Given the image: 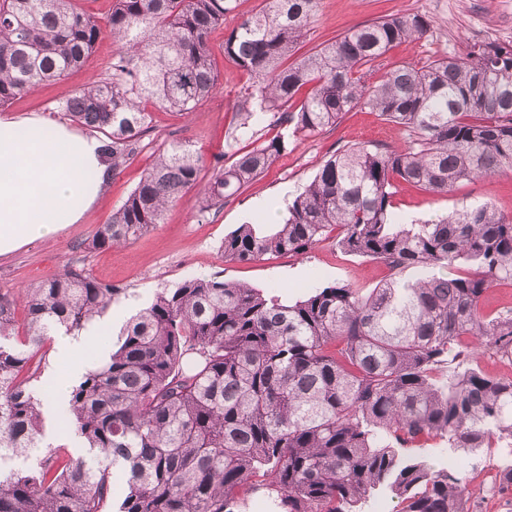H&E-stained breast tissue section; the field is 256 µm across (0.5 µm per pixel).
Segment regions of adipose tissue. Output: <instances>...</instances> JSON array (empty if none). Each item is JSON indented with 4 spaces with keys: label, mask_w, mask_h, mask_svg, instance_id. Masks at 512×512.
Segmentation results:
<instances>
[{
    "label": "adipose tissue",
    "mask_w": 512,
    "mask_h": 512,
    "mask_svg": "<svg viewBox=\"0 0 512 512\" xmlns=\"http://www.w3.org/2000/svg\"><path fill=\"white\" fill-rule=\"evenodd\" d=\"M98 137L29 113L0 117V256L82 223L112 178ZM109 342L96 326L59 340L71 363L52 379L48 396L64 400L87 370L89 353Z\"/></svg>",
    "instance_id": "obj_1"
}]
</instances>
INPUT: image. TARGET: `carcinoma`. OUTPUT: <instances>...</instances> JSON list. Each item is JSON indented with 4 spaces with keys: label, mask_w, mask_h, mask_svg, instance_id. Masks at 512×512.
<instances>
[{
    "label": "carcinoma",
    "mask_w": 512,
    "mask_h": 512,
    "mask_svg": "<svg viewBox=\"0 0 512 512\" xmlns=\"http://www.w3.org/2000/svg\"><path fill=\"white\" fill-rule=\"evenodd\" d=\"M231 2L112 0L101 20L76 0H0V106L81 68L112 36L120 48L108 77L54 111L106 132L115 173L140 149L148 105L185 115L216 91L209 36ZM264 2L224 38V56L251 80L242 125L286 124L308 137L360 107L409 142L333 154L288 201L282 223L226 235L224 259L304 255L330 241L383 264L388 278L366 293L333 284L291 303L217 277L159 289L66 396L62 429L91 464L43 446L30 386L49 337L79 334L121 289L67 269L0 295V461L45 448L25 472L0 466V512H243L258 494L277 512H361L380 490L399 499V512H471L466 477L412 449L429 439L465 453L512 446V376L469 364L479 347L512 361V309L483 310L493 283H512V216L487 203L420 224L393 212L400 182L446 195L512 171V45L474 43L371 82L390 48L426 36L427 15L354 27L287 65L319 0ZM284 147L277 134L214 165L199 213L223 207ZM202 166L188 145L158 150L84 248L128 244L162 223ZM115 469L126 475L117 500Z\"/></svg>",
    "instance_id": "1"
}]
</instances>
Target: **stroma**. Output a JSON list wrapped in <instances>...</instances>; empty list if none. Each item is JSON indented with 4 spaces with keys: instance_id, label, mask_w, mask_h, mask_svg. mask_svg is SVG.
Returning <instances> with one entry per match:
<instances>
[{
    "instance_id": "stroma-1",
    "label": "stroma",
    "mask_w": 512,
    "mask_h": 512,
    "mask_svg": "<svg viewBox=\"0 0 512 512\" xmlns=\"http://www.w3.org/2000/svg\"><path fill=\"white\" fill-rule=\"evenodd\" d=\"M400 12L426 14L433 28L422 40L401 44L387 52L380 60L385 69L459 55L467 45L488 39L512 43V0H320L318 15L303 37L299 51L303 54L315 51L353 26ZM116 50L110 38H101L82 68L12 101L5 106V113L38 112L49 121H56L54 107L92 79L102 77ZM215 61L217 91L187 116L152 110L150 129L141 140L138 154L113 176L83 223L69 225L56 238L0 257L1 296L13 295L24 285L73 268L120 289L119 299L105 313L117 332L152 300L157 289L189 277L217 276L276 292L291 301L316 287L344 283L368 289L386 278L388 271L382 264L344 254L329 242L304 255H268L249 263L225 260L221 249L225 236L239 225L268 228L267 210L284 213L288 200L337 149L353 143L405 144L407 135L403 130L382 120L377 113L361 108L348 112L337 125L314 136L289 138L286 149L272 166L226 199L220 211L200 216L197 209L200 190L195 187L168 208L162 224L128 245L96 252L83 248V241L109 220L137 185L160 148L176 142L190 145L206 164L200 174L205 181L210 177V165L231 163L228 142L250 148L255 146L257 137L272 136L269 128L257 135L237 132V106L248 76L223 55H216ZM466 202L489 203L512 216V171L461 182L446 195H434L403 184L394 198L395 210L407 224L445 214ZM418 453L469 477L472 512H512V489H494L483 480L484 474L493 470L504 456V449L484 448L465 454L451 451L447 444L436 439L423 442Z\"/></svg>"
}]
</instances>
